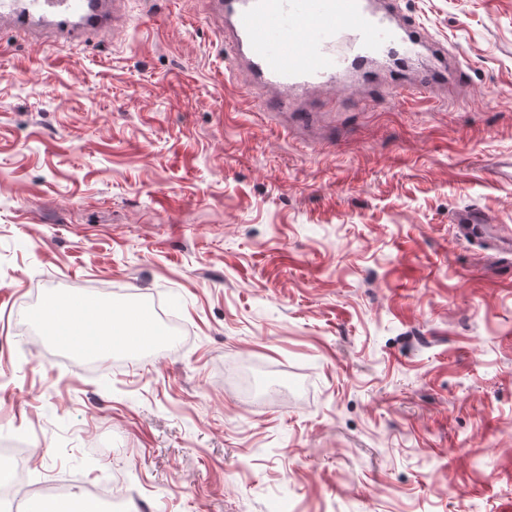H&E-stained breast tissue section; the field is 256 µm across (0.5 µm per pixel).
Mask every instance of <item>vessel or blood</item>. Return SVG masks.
<instances>
[{
    "label": "vessel or blood",
    "instance_id": "obj_1",
    "mask_svg": "<svg viewBox=\"0 0 512 512\" xmlns=\"http://www.w3.org/2000/svg\"><path fill=\"white\" fill-rule=\"evenodd\" d=\"M128 0H0V31L19 36L47 34L62 44L116 27L126 19ZM226 25L221 29L232 60H243L251 75L279 85L276 111H287L296 89L315 90L337 82L348 70H365L370 60L389 54L408 64V38L386 11L370 0H211ZM353 34L347 55L333 47ZM458 233L490 239L512 252V235L500 232L481 209L468 206L452 215Z\"/></svg>",
    "mask_w": 512,
    "mask_h": 512
}]
</instances>
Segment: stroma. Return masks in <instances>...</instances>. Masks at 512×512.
Here are the masks:
<instances>
[{"instance_id":"35a3bbf8","label":"stroma","mask_w":512,"mask_h":512,"mask_svg":"<svg viewBox=\"0 0 512 512\" xmlns=\"http://www.w3.org/2000/svg\"><path fill=\"white\" fill-rule=\"evenodd\" d=\"M413 64L294 110L225 78L210 0H133L90 43L0 45V443L22 500L131 512H512V0H400ZM436 84L414 99L394 97ZM182 331L115 355L43 302ZM452 223L456 224L457 231L462 237L483 240L488 238L497 250L511 255V234H502L496 225L491 224L492 219L478 207L468 206L456 210L452 215ZM1 452H6L14 460L15 466V487L12 490L1 489V502L18 511V505L23 492L27 489V470L29 456V448L26 445L17 446L15 448H1Z\"/></svg>"}]
</instances>
